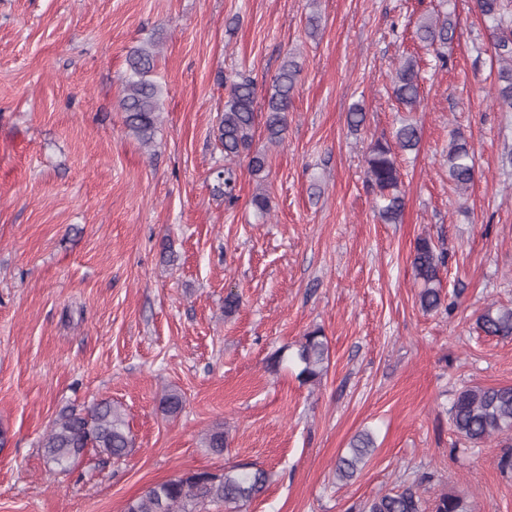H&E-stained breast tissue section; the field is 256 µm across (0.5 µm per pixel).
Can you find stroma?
<instances>
[{
  "instance_id": "stroma-1",
  "label": "stroma",
  "mask_w": 512,
  "mask_h": 512,
  "mask_svg": "<svg viewBox=\"0 0 512 512\" xmlns=\"http://www.w3.org/2000/svg\"><path fill=\"white\" fill-rule=\"evenodd\" d=\"M440 10L455 23L443 67L415 36ZM491 33L474 0H0V512H123L150 484L238 463L269 475L248 512H357L425 473V499L453 491L474 512H512L501 443H457L448 419L462 387L512 384V340L476 324L512 304V110L493 99ZM148 39L162 106L145 146L119 101L128 52ZM290 53L286 137L256 132L268 167L257 178L235 161L226 206L213 190L223 79L249 74L266 97ZM407 54L423 97L412 113L391 89ZM405 117L421 140L398 155L405 206L386 224L363 153ZM454 129L474 151L463 195L444 160ZM260 189L264 217L250 204ZM424 235L448 254L452 314L419 307L410 252ZM317 327L320 383L269 369ZM169 390L184 400L174 417L160 408ZM103 399L124 408L132 454L50 469L40 442L57 412ZM218 423L220 456L202 444ZM365 429L373 455L338 482L337 457Z\"/></svg>"
}]
</instances>
